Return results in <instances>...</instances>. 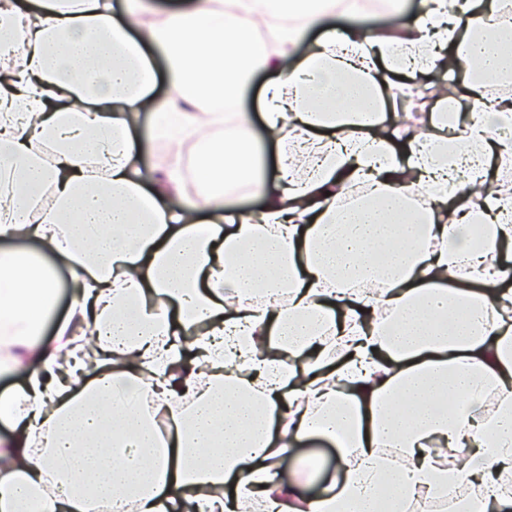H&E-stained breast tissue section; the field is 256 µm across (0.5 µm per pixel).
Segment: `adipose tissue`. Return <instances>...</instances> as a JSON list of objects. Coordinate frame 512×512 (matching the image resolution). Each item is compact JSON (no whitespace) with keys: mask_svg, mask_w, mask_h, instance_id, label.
Instances as JSON below:
<instances>
[{"mask_svg":"<svg viewBox=\"0 0 512 512\" xmlns=\"http://www.w3.org/2000/svg\"><path fill=\"white\" fill-rule=\"evenodd\" d=\"M365 8L0 0V375L24 377L0 394V512H377L384 485L394 512H512V104L483 95L512 75V21L423 0L371 36ZM149 46L171 64L161 102ZM444 46L470 116L406 136L385 93ZM260 67L273 193L250 113L198 109ZM145 111L194 142L193 193L175 166L145 182ZM241 185L261 209L239 211ZM312 437L339 463L307 497L281 473Z\"/></svg>","mask_w":512,"mask_h":512,"instance_id":"obj_1","label":"adipose tissue"}]
</instances>
